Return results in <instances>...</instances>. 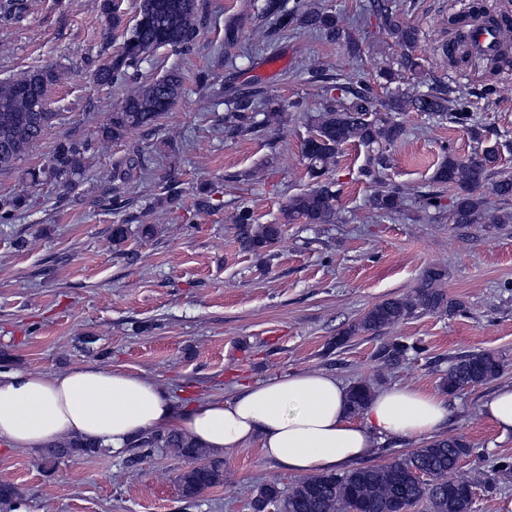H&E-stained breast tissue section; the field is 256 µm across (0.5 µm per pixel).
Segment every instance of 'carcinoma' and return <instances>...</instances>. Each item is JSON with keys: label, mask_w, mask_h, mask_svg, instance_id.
<instances>
[{"label": "carcinoma", "mask_w": 512, "mask_h": 512, "mask_svg": "<svg viewBox=\"0 0 512 512\" xmlns=\"http://www.w3.org/2000/svg\"><path fill=\"white\" fill-rule=\"evenodd\" d=\"M99 8L105 27L101 33V58L92 61L93 77L98 85L107 88L130 81L118 110L97 132V140L103 144L121 140L133 129L154 126L179 101L183 91L181 72L171 70L160 77L141 81L139 68L160 49H190L200 38L201 19L197 0H140L135 24L123 33L121 49L112 53L113 34L122 26L123 19L115 0H100ZM31 10L32 0H0V25L19 24ZM473 13L499 27L502 49L493 62L506 60L512 47V21L485 0H477ZM264 14L272 20L276 32L316 30L330 41L340 37L336 16L320 9L313 0H303L291 8L285 0H265ZM373 15L379 20L380 28L402 49L399 61L402 71L411 76L420 75L423 64L414 54L418 29L395 0H374ZM381 76L387 84L394 85L384 96L377 97L370 86L361 81L344 87L346 97L329 98L320 111L308 116L313 134L305 141L303 154L315 183L288 197L283 212L287 222L336 223V182L327 175L336 167L343 147L350 142L375 149L363 169V176L375 186L370 200L372 209L385 214L401 212L404 192L385 179L388 158L380 150L382 144L394 143L403 135V127L394 120V115L422 112L469 127L471 115L464 87L453 82H438L421 91L415 85H403L401 77L390 69L383 70ZM68 78L63 66L47 62L0 80V173L15 170L54 125L58 113L51 108L52 94ZM297 107L296 102L270 99L262 124L276 125L285 111ZM224 121L240 134L252 133L255 129L253 116L238 109L225 113ZM91 150L92 141L88 139L67 137L58 141L46 163L30 172L31 181L59 188L75 185L85 175V160ZM145 163V156L136 151L125 166L113 169L109 178L113 182H125L135 172L144 170ZM433 181L438 189L418 194L422 212L440 210L443 190L448 188L454 191L448 205L449 223L476 224L486 214L492 224L512 223V210L491 209L490 196L505 202L512 197V167L499 162L496 145L484 147L481 154L468 160L446 154ZM26 203L24 194L0 199V214L7 216ZM235 224L239 229V243L248 251H267L281 236V225L256 223L247 206L239 207ZM446 276L442 267L425 269L411 293L374 304L357 323L336 338V345L361 333L378 334L419 313L454 315L463 311V305L448 299L440 288ZM410 349L412 346L402 341L384 342L377 350L378 361L387 368L396 367L406 359ZM503 368L504 362L488 352L459 355L449 365L442 385L450 394L474 388L497 378ZM371 397L369 385L351 386L352 414L359 415ZM135 447L138 453L132 458L134 462L145 461L163 450L192 461L178 476L185 497H196L223 483V459L210 456L188 436L158 433L142 438ZM471 451V445L462 438L440 439L382 465L316 474L283 485L264 484L257 488L249 508L251 512H264L267 504L274 502L277 512H412L414 507L424 504L427 512H473L470 492L479 487L490 491L492 485L478 477L457 474L459 462ZM95 453L97 449L93 444L67 440L47 449L42 454V462L53 467L63 459ZM417 472L425 474L427 480L415 479L413 474ZM0 504L11 512L22 508L13 484L0 483Z\"/></svg>", "instance_id": "obj_1"}]
</instances>
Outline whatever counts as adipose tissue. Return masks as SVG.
I'll list each match as a JSON object with an SVG mask.
<instances>
[{
	"label": "adipose tissue",
	"instance_id": "adipose-tissue-1",
	"mask_svg": "<svg viewBox=\"0 0 512 512\" xmlns=\"http://www.w3.org/2000/svg\"><path fill=\"white\" fill-rule=\"evenodd\" d=\"M348 397L336 376L302 370L179 412L164 387L121 368L3 370L0 443L43 449L71 438L118 454L138 437L179 432L215 454L257 444L265 459L307 475L349 468L389 439L432 437L449 413L444 395L410 385L376 392L357 417Z\"/></svg>",
	"mask_w": 512,
	"mask_h": 512
}]
</instances>
